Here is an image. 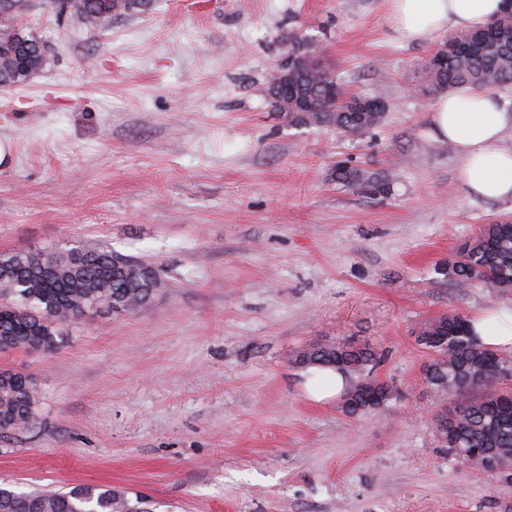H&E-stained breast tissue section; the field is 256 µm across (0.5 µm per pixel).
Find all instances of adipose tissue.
I'll use <instances>...</instances> for the list:
<instances>
[{
	"label": "adipose tissue",
	"mask_w": 512,
	"mask_h": 512,
	"mask_svg": "<svg viewBox=\"0 0 512 512\" xmlns=\"http://www.w3.org/2000/svg\"><path fill=\"white\" fill-rule=\"evenodd\" d=\"M397 40L413 43L449 30L479 29L502 16L505 0H388ZM427 124L431 136L449 144L466 190L492 201L512 200V150L500 143L512 132V108L492 90L440 95ZM479 341L512 350V305H493L470 320Z\"/></svg>",
	"instance_id": "adipose-tissue-1"
}]
</instances>
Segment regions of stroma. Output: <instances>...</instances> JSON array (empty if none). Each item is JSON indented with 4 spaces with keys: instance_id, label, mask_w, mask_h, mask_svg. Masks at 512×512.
<instances>
[{
    "instance_id": "obj_1",
    "label": "stroma",
    "mask_w": 512,
    "mask_h": 512,
    "mask_svg": "<svg viewBox=\"0 0 512 512\" xmlns=\"http://www.w3.org/2000/svg\"><path fill=\"white\" fill-rule=\"evenodd\" d=\"M27 17L47 64L0 87V254L108 245L165 286L66 323L55 350L0 352L38 414L0 432V485H112L152 512H512V483L438 447L448 398L415 343L431 317L512 303L438 271L512 214L427 134L444 36L399 42L387 0H154L88 28L30 0ZM310 43L386 100L368 136L273 111L269 74ZM315 337L370 342L401 398L360 418L314 398L320 372L291 358Z\"/></svg>"
}]
</instances>
